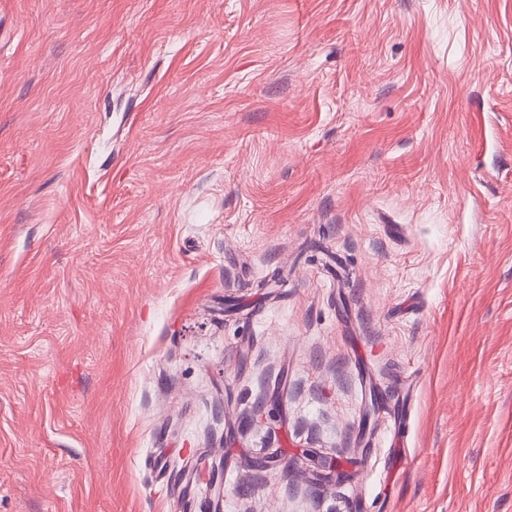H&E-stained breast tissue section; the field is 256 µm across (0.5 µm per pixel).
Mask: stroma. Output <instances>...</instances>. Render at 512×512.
I'll return each instance as SVG.
<instances>
[{"instance_id": "stroma-1", "label": "stroma", "mask_w": 512, "mask_h": 512, "mask_svg": "<svg viewBox=\"0 0 512 512\" xmlns=\"http://www.w3.org/2000/svg\"><path fill=\"white\" fill-rule=\"evenodd\" d=\"M213 475L512 512V0H0V512Z\"/></svg>"}]
</instances>
